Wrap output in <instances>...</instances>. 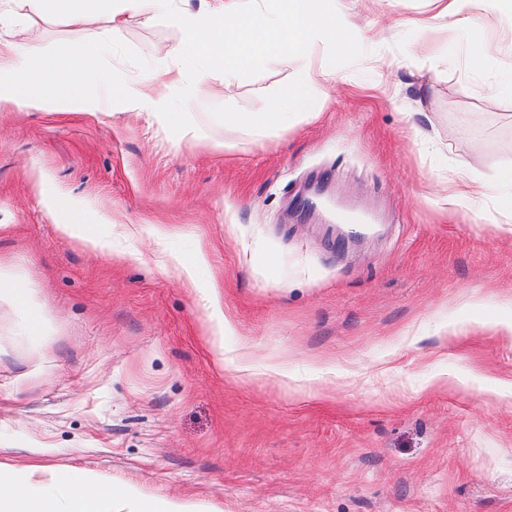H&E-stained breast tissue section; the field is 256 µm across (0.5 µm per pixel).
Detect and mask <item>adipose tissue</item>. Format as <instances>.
<instances>
[{"label":"adipose tissue","instance_id":"obj_1","mask_svg":"<svg viewBox=\"0 0 512 512\" xmlns=\"http://www.w3.org/2000/svg\"><path fill=\"white\" fill-rule=\"evenodd\" d=\"M201 8L178 7L175 0H28L31 12L79 23L95 16L107 27L96 38L59 45L52 53L30 39L23 22H15L12 38L0 41V112H97L106 97L118 98L128 112H145L169 130L173 139L207 140L208 126L192 121L196 93L212 67L224 70L232 87L243 63L261 65L271 54L305 56L312 43L323 41L346 51L359 15L352 0H202ZM436 12L420 21L447 27L461 39L462 72L480 81L488 104L512 97V70L497 64L475 0H433ZM166 19L182 32L168 57L145 62L136 82L110 87L98 61L111 53L133 22ZM335 70L320 76L303 73L259 112L241 113L247 132L273 135L292 123L313 117L319 82L335 84ZM451 202L473 208L493 203L512 220V167L481 170L460 165L449 187ZM0 512H200L177 499L145 497L128 484H115L85 470L64 473L40 466L16 469L0 464Z\"/></svg>","mask_w":512,"mask_h":512}]
</instances>
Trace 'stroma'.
<instances>
[{
  "mask_svg": "<svg viewBox=\"0 0 512 512\" xmlns=\"http://www.w3.org/2000/svg\"><path fill=\"white\" fill-rule=\"evenodd\" d=\"M10 8L50 51L105 25ZM425 9L405 0L394 38L357 30L344 55L317 42L240 68L229 92L213 68L192 110L203 142L173 146L110 105L0 116V273L31 297L0 288V464L214 512H512V223L442 190L458 164L512 166V99L487 108L448 68L458 44L420 32ZM180 39L166 19L131 24L99 67L132 82ZM307 68L341 77L317 89V118L271 137L238 126ZM299 189L315 209L290 207ZM56 196L97 249L61 231ZM336 205L374 212L376 234L329 244Z\"/></svg>",
  "mask_w": 512,
  "mask_h": 512,
  "instance_id": "35a3bbf8",
  "label": "stroma"
}]
</instances>
